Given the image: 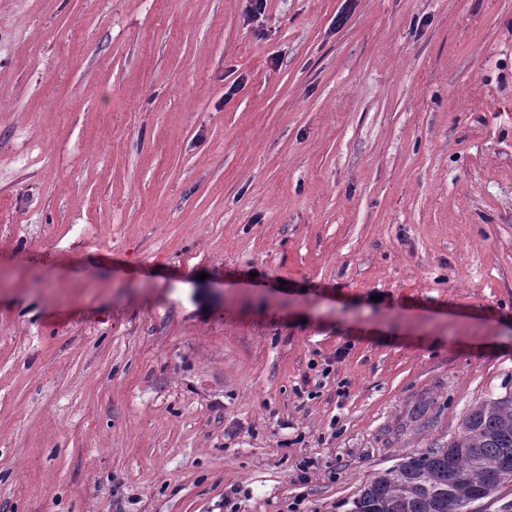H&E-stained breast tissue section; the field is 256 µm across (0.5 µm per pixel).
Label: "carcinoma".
<instances>
[{
  "label": "carcinoma",
  "instance_id": "1",
  "mask_svg": "<svg viewBox=\"0 0 512 512\" xmlns=\"http://www.w3.org/2000/svg\"><path fill=\"white\" fill-rule=\"evenodd\" d=\"M512 472V391L486 399L465 415L456 441L415 452L376 473L352 512H467L491 497Z\"/></svg>",
  "mask_w": 512,
  "mask_h": 512
}]
</instances>
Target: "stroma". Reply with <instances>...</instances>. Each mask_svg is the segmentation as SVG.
I'll return each instance as SVG.
<instances>
[{
    "label": "stroma",
    "mask_w": 512,
    "mask_h": 512,
    "mask_svg": "<svg viewBox=\"0 0 512 512\" xmlns=\"http://www.w3.org/2000/svg\"><path fill=\"white\" fill-rule=\"evenodd\" d=\"M249 5L0 0V512H350L512 391V0Z\"/></svg>",
    "instance_id": "1"
}]
</instances>
